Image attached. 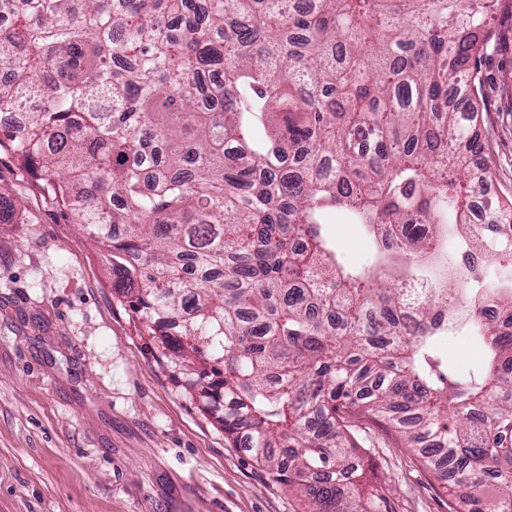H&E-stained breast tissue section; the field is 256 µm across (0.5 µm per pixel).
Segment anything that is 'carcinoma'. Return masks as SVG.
Returning <instances> with one entry per match:
<instances>
[{
  "label": "carcinoma",
  "mask_w": 512,
  "mask_h": 512,
  "mask_svg": "<svg viewBox=\"0 0 512 512\" xmlns=\"http://www.w3.org/2000/svg\"><path fill=\"white\" fill-rule=\"evenodd\" d=\"M502 0H0V127L224 433L304 512H385L350 417L512 512V200L474 201ZM378 243L341 263L325 216ZM426 224L425 232L412 230ZM432 284L409 315L405 285ZM450 337L483 361L448 378Z\"/></svg>",
  "instance_id": "1"
}]
</instances>
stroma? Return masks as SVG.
Listing matches in <instances>:
<instances>
[{"mask_svg": "<svg viewBox=\"0 0 512 512\" xmlns=\"http://www.w3.org/2000/svg\"><path fill=\"white\" fill-rule=\"evenodd\" d=\"M482 61L478 125L491 192L512 198V8ZM0 512H303L225 435L112 288L94 243L17 155L0 148ZM345 262L373 246L329 219ZM366 463L393 512H453L394 429L362 414Z\"/></svg>", "mask_w": 512, "mask_h": 512, "instance_id": "35a3bbf8", "label": "stroma"}]
</instances>
